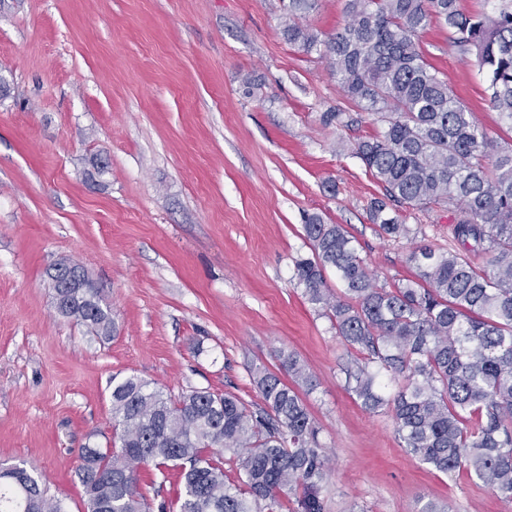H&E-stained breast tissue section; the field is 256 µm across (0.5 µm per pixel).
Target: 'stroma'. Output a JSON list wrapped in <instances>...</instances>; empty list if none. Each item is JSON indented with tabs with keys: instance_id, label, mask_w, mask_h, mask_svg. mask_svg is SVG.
<instances>
[{
	"instance_id": "35a3bbf8",
	"label": "stroma",
	"mask_w": 512,
	"mask_h": 512,
	"mask_svg": "<svg viewBox=\"0 0 512 512\" xmlns=\"http://www.w3.org/2000/svg\"><path fill=\"white\" fill-rule=\"evenodd\" d=\"M288 0H0V465L25 466L63 512H87L79 450L113 441L112 382L171 397L205 389L259 403L252 373L292 352L331 472L326 512H512L460 471L403 448L388 411L347 389L357 357L308 302L303 224L344 225L379 284L409 279L410 245L447 247L455 211L400 210L410 236L378 235L384 190L352 154L381 129L325 61L282 35ZM429 61L498 144L512 145L484 81L448 30ZM83 266L112 309L104 337L59 317L48 273Z\"/></svg>"
}]
</instances>
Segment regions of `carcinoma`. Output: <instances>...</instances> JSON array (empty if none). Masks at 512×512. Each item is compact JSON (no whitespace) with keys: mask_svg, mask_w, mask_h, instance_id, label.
<instances>
[{"mask_svg":"<svg viewBox=\"0 0 512 512\" xmlns=\"http://www.w3.org/2000/svg\"><path fill=\"white\" fill-rule=\"evenodd\" d=\"M318 0H288L282 33L304 53L316 51L348 103L384 126L352 152L382 185L370 221L390 238L409 236L388 205L419 211L452 206L454 245L408 251L412 278L378 285L341 224L319 215L303 225L312 256L296 263L308 301L324 309L338 336L363 355L347 371L365 409L393 413L402 446L421 462L453 475L467 470L512 503V147L500 148L425 58L418 35L436 19L449 41L483 75L485 100L512 129V0L491 13H465L458 0H346L344 26L322 35L299 19ZM326 125L354 118L340 107ZM486 261L475 266L470 255ZM56 268L71 288L56 307L63 318L102 336L114 329L102 290L81 278L82 266ZM332 270L341 294L328 287ZM288 384L259 371L263 407L232 393L192 390L177 398L137 376L112 384V428L119 446L80 449L87 512H150L138 472L152 463L177 471L181 491L158 512H325L321 489L328 459L319 427L298 388L312 375L292 354L280 356ZM239 462L237 481L224 473V452ZM0 482V512H62L38 479L14 466Z\"/></svg>","mask_w":512,"mask_h":512,"instance_id":"1","label":"carcinoma"}]
</instances>
